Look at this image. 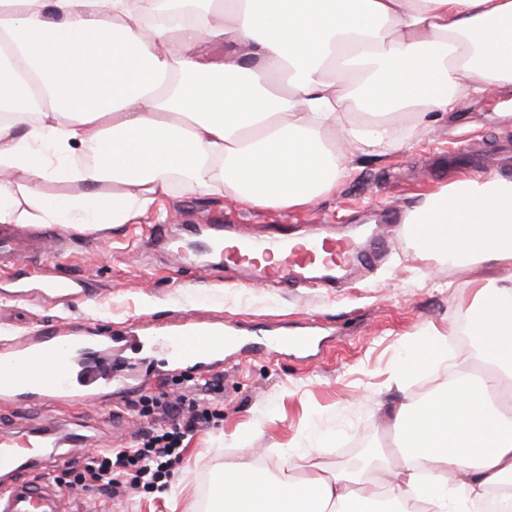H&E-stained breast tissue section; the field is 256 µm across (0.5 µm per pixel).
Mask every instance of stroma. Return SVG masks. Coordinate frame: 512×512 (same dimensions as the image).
<instances>
[{
	"label": "stroma",
	"mask_w": 512,
	"mask_h": 512,
	"mask_svg": "<svg viewBox=\"0 0 512 512\" xmlns=\"http://www.w3.org/2000/svg\"><path fill=\"white\" fill-rule=\"evenodd\" d=\"M512 143V88L494 97L463 103L439 117L400 150L360 155L350 176L332 195L294 211H245L232 200L172 194L164 202L165 223L224 220L237 232L257 237L299 218L297 234L308 235L332 222L341 236L368 238L390 212L406 213L422 195L464 177L439 161L449 152L475 157ZM149 220H136L97 235L70 232V250L46 260L52 274L76 276L92 288L79 301L17 300L0 274V337L22 336L41 322L105 333L134 326L164 328L186 319L235 322L243 335L310 333L321 348L294 356L266 351L230 355L219 374L223 387L215 400L222 419L199 429L164 489L127 491L113 497L99 489H77L65 512H204L225 464L248 457L260 472L276 474L290 466L302 474L311 466L333 471L359 463L368 448L393 441L391 414L404 403H420L462 375L474 361V342L460 338L470 301L459 286L483 278L479 269L425 258L403 230L373 263L353 270L333 288L258 284L244 271L225 267L214 275L180 264L166 249L139 244ZM455 326L446 352L405 378L396 372L426 339L428 329ZM64 419L77 424L86 441L80 452L63 451L52 471L61 476L83 467L101 451L133 448L143 426L127 399L103 396L89 406H62L53 412L34 407L0 411L8 431Z\"/></svg>",
	"instance_id": "1"
}]
</instances>
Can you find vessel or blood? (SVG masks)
I'll return each mask as SVG.
<instances>
[{
  "instance_id": "obj_1",
  "label": "vessel or blood",
  "mask_w": 512,
  "mask_h": 512,
  "mask_svg": "<svg viewBox=\"0 0 512 512\" xmlns=\"http://www.w3.org/2000/svg\"><path fill=\"white\" fill-rule=\"evenodd\" d=\"M193 240L199 253L216 262L235 257L257 282L289 279L310 286L335 285L352 263L371 264L384 247L380 240L363 248L346 239H325L289 250L282 239L273 237L245 239L228 248L223 238L207 229L194 234ZM68 248V240L54 233L2 232L0 271L24 262L31 277H40L45 257L63 254ZM250 344L232 327L208 328L191 320L146 337L105 336L93 329L70 336L47 324L23 340L0 342V406L79 405L110 393L116 382L112 372L116 350L133 353L147 346L167 354L172 362H191L207 370L223 364L225 351ZM44 355L50 359L49 367L31 370L29 359ZM65 443L59 432L41 427L0 432V472L18 476L16 482L0 485V512H63V492L47 480L46 472Z\"/></svg>"
}]
</instances>
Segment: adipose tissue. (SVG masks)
<instances>
[{
    "label": "adipose tissue",
    "instance_id": "obj_1",
    "mask_svg": "<svg viewBox=\"0 0 512 512\" xmlns=\"http://www.w3.org/2000/svg\"><path fill=\"white\" fill-rule=\"evenodd\" d=\"M508 87L512 0H0V224L95 233L175 190L302 208L354 154ZM403 221L426 257L494 269L463 284L482 374L401 405L400 448L361 465L226 466L206 512L512 506V180L455 181Z\"/></svg>",
    "mask_w": 512,
    "mask_h": 512
}]
</instances>
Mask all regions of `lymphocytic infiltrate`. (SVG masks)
Wrapping results in <instances>:
<instances>
[{"label": "lymphocytic infiltrate", "instance_id": "obj_1", "mask_svg": "<svg viewBox=\"0 0 512 512\" xmlns=\"http://www.w3.org/2000/svg\"><path fill=\"white\" fill-rule=\"evenodd\" d=\"M221 388L222 380L216 376L190 382L176 395L162 387L153 394L140 397L132 404L134 412L147 422L139 433V448L104 451L91 465L73 472L71 485L97 486L117 495L123 493L125 487L115 477L114 470L130 467L136 472L138 486L145 489L165 487L187 436L221 419L222 411L211 399L212 393Z\"/></svg>", "mask_w": 512, "mask_h": 512}]
</instances>
